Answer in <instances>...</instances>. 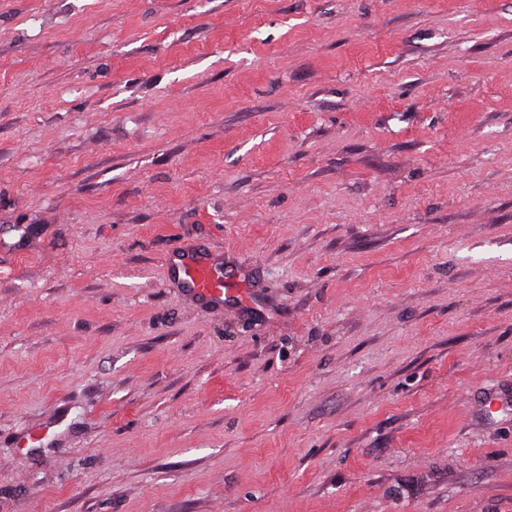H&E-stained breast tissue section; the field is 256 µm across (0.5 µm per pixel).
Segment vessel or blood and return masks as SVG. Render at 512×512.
Returning a JSON list of instances; mask_svg holds the SVG:
<instances>
[{"mask_svg":"<svg viewBox=\"0 0 512 512\" xmlns=\"http://www.w3.org/2000/svg\"><path fill=\"white\" fill-rule=\"evenodd\" d=\"M167 274L218 312L235 294L232 274L225 270L223 261L195 246H182L172 252L167 259Z\"/></svg>","mask_w":512,"mask_h":512,"instance_id":"b4317fda","label":"vessel or blood"}]
</instances>
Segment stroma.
Returning a JSON list of instances; mask_svg holds the SVG:
<instances>
[{
    "instance_id": "stroma-1",
    "label": "stroma",
    "mask_w": 512,
    "mask_h": 512,
    "mask_svg": "<svg viewBox=\"0 0 512 512\" xmlns=\"http://www.w3.org/2000/svg\"><path fill=\"white\" fill-rule=\"evenodd\" d=\"M505 389L512 0H0V512H512ZM167 274L218 312H223L224 302L236 292L232 288V274L224 270V262L199 247L181 246L172 252L167 258Z\"/></svg>"
}]
</instances>
